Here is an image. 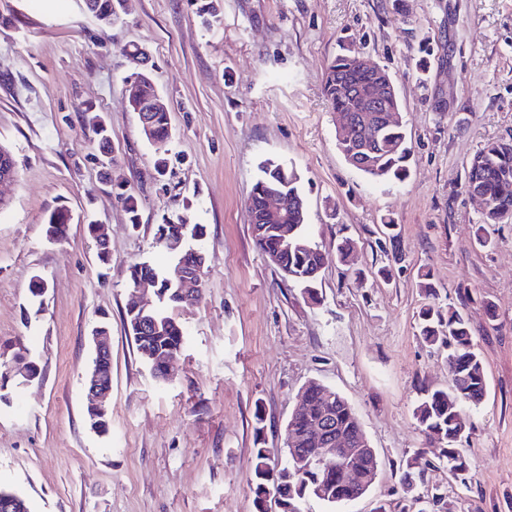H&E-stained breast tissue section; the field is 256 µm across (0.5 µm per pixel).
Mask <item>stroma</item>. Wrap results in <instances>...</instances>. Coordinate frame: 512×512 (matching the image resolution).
I'll use <instances>...</instances> for the list:
<instances>
[{
    "label": "stroma",
    "mask_w": 512,
    "mask_h": 512,
    "mask_svg": "<svg viewBox=\"0 0 512 512\" xmlns=\"http://www.w3.org/2000/svg\"><path fill=\"white\" fill-rule=\"evenodd\" d=\"M203 2L125 0L106 26L84 0H0V142L17 166L0 186V362L23 351L38 364L0 389V487L30 512H254L255 438L280 459L296 397L316 381L348 400L381 467L362 498L303 512H512V222L482 225L463 187L483 144L512 138V0H213L210 20ZM344 48L395 83L412 146L404 183L372 180L336 147L322 87ZM137 49L170 109L163 177L126 96ZM268 158L300 176L311 239L353 245L349 264L322 271L318 301L254 243L247 199ZM59 207L74 221L51 241L44 220ZM179 214L204 227L207 273L202 299L172 311L185 344L162 381L125 329L127 277L168 262L156 226ZM91 222L107 228V265ZM424 271L440 305L466 309L486 373L464 483L413 414L420 388L449 385L445 350L417 332ZM102 323L112 414L98 433L83 376ZM414 460L409 491L400 476Z\"/></svg>",
    "instance_id": "obj_1"
}]
</instances>
